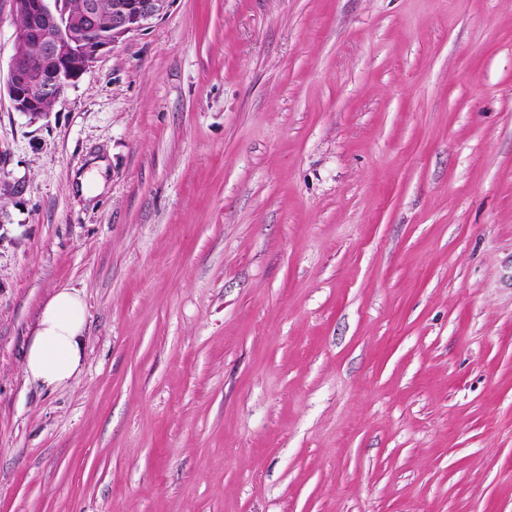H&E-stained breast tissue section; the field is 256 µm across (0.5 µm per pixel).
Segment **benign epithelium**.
<instances>
[{
    "label": "benign epithelium",
    "instance_id": "1",
    "mask_svg": "<svg viewBox=\"0 0 512 512\" xmlns=\"http://www.w3.org/2000/svg\"><path fill=\"white\" fill-rule=\"evenodd\" d=\"M172 0H110L109 19L99 0H11L21 18L3 90L13 109L38 117L125 36L166 14Z\"/></svg>",
    "mask_w": 512,
    "mask_h": 512
}]
</instances>
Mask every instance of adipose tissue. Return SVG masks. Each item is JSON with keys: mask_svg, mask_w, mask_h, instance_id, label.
<instances>
[{"mask_svg": "<svg viewBox=\"0 0 512 512\" xmlns=\"http://www.w3.org/2000/svg\"><path fill=\"white\" fill-rule=\"evenodd\" d=\"M87 309L80 293L62 288L42 308L24 356L28 383L53 390L75 380L85 358Z\"/></svg>", "mask_w": 512, "mask_h": 512, "instance_id": "adipose-tissue-1", "label": "adipose tissue"}]
</instances>
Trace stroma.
Here are the masks:
<instances>
[{
	"instance_id": "stroma-1",
	"label": "stroma",
	"mask_w": 512,
	"mask_h": 512,
	"mask_svg": "<svg viewBox=\"0 0 512 512\" xmlns=\"http://www.w3.org/2000/svg\"><path fill=\"white\" fill-rule=\"evenodd\" d=\"M0 512H512V0H172L1 98ZM87 309L80 293L61 288L42 308L24 356L25 381L53 390L75 380L85 358Z\"/></svg>"
}]
</instances>
